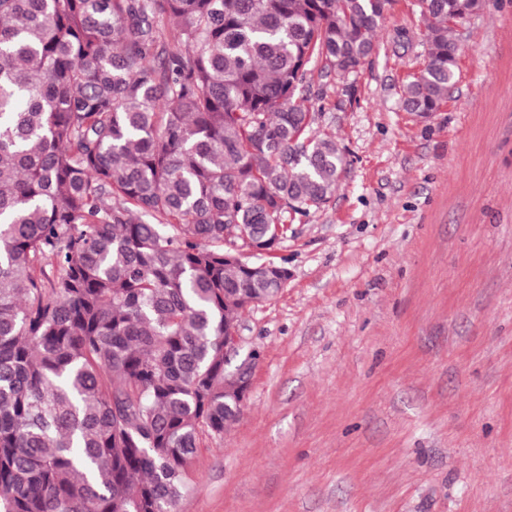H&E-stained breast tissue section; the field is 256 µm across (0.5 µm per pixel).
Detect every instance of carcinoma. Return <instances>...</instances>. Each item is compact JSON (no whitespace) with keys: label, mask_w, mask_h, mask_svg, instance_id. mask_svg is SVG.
I'll use <instances>...</instances> for the list:
<instances>
[{"label":"carcinoma","mask_w":512,"mask_h":512,"mask_svg":"<svg viewBox=\"0 0 512 512\" xmlns=\"http://www.w3.org/2000/svg\"><path fill=\"white\" fill-rule=\"evenodd\" d=\"M391 4L0 0V512H175L200 431L241 414L228 319L283 288L246 241L340 185L310 64L355 75ZM421 5L425 115L481 0Z\"/></svg>","instance_id":"carcinoma-1"}]
</instances>
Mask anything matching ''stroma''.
Wrapping results in <instances>:
<instances>
[{"label": "stroma", "instance_id": "stroma-1", "mask_svg": "<svg viewBox=\"0 0 512 512\" xmlns=\"http://www.w3.org/2000/svg\"><path fill=\"white\" fill-rule=\"evenodd\" d=\"M394 0L348 83L314 78L347 165L269 258L243 316V412L200 433L176 512H512V0H483L439 109H401L427 61Z\"/></svg>", "mask_w": 512, "mask_h": 512}]
</instances>
